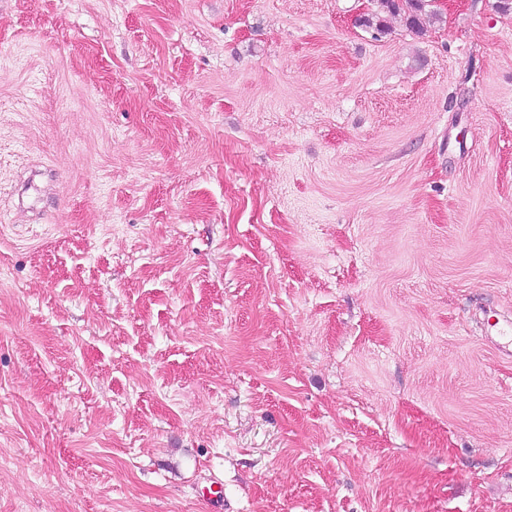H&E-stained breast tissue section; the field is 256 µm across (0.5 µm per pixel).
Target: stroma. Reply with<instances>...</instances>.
<instances>
[{
    "instance_id": "obj_1",
    "label": "stroma",
    "mask_w": 512,
    "mask_h": 512,
    "mask_svg": "<svg viewBox=\"0 0 512 512\" xmlns=\"http://www.w3.org/2000/svg\"><path fill=\"white\" fill-rule=\"evenodd\" d=\"M0 0V512H512V0ZM376 2V11L371 17L364 18L363 23L366 27H375L378 31H382L385 27L384 15L399 14L403 12L406 15L408 25L413 29L422 27V16L431 0H373Z\"/></svg>"
}]
</instances>
